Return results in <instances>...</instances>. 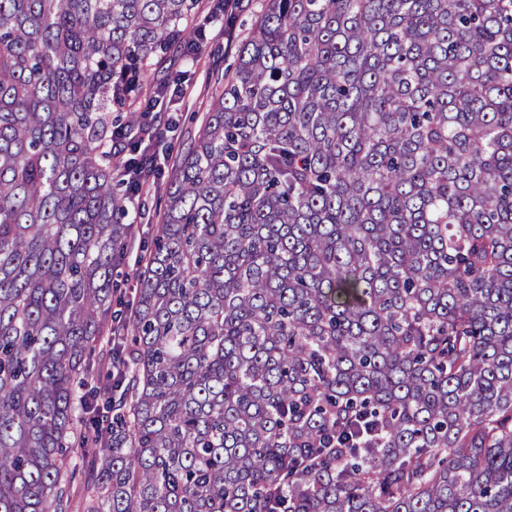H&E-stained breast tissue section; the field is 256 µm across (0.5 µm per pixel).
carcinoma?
<instances>
[{
	"mask_svg": "<svg viewBox=\"0 0 512 512\" xmlns=\"http://www.w3.org/2000/svg\"><path fill=\"white\" fill-rule=\"evenodd\" d=\"M195 8L0 0V512H512V0H268L111 326ZM86 435L85 427L82 423H78L76 426L75 437L73 440V447L70 453L69 459H73V463L69 468V471L66 475L67 480L70 485L71 493L74 496H82L85 493L87 486V475L84 471L78 467V465L74 466L75 462H78L77 456L80 454L82 443L81 441L84 439L83 437Z\"/></svg>",
	"mask_w": 512,
	"mask_h": 512,
	"instance_id": "1",
	"label": "carcinoma"
}]
</instances>
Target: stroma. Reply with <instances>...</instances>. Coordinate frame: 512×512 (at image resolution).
I'll return each instance as SVG.
<instances>
[{"instance_id":"stroma-1","label":"stroma","mask_w":512,"mask_h":512,"mask_svg":"<svg viewBox=\"0 0 512 512\" xmlns=\"http://www.w3.org/2000/svg\"><path fill=\"white\" fill-rule=\"evenodd\" d=\"M268 0H243L240 10L225 13L192 53H170L160 74L151 79L144 98L153 100L152 122L160 138L143 142L160 167L150 186L135 200L136 252H145L155 236L165 206V188L172 166L189 136L194 135L210 109L216 77L232 72L239 43L255 28Z\"/></svg>"}]
</instances>
